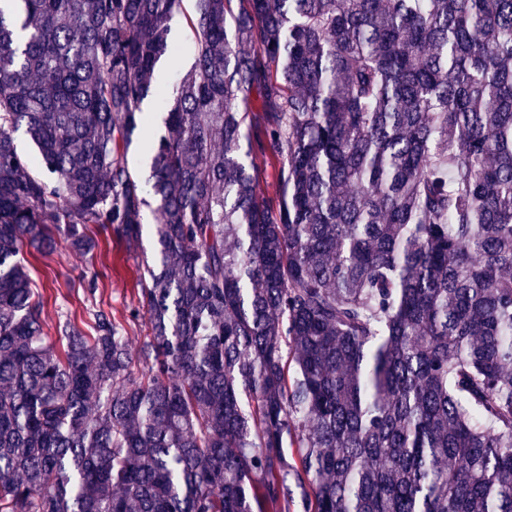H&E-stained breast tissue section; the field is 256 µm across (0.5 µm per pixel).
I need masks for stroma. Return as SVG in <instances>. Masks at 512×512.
<instances>
[{
    "instance_id": "35a3bbf8",
    "label": "stroma",
    "mask_w": 512,
    "mask_h": 512,
    "mask_svg": "<svg viewBox=\"0 0 512 512\" xmlns=\"http://www.w3.org/2000/svg\"><path fill=\"white\" fill-rule=\"evenodd\" d=\"M195 10V0H182L178 15L172 21V34L181 49L178 59L164 66L165 86H173L194 62V33L185 17ZM95 246L86 256H75L66 246H58L48 255H25L24 265L32 287L43 303L44 330L56 336L58 326L70 322L83 332H90L95 311L111 313L131 346H139L147 334L146 314L142 307L139 284L143 258L154 250V217L144 216L141 243L126 244L111 236L99 224L89 227ZM96 279L97 291L88 294L85 284Z\"/></svg>"
}]
</instances>
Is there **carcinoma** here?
Listing matches in <instances>:
<instances>
[{"mask_svg": "<svg viewBox=\"0 0 512 512\" xmlns=\"http://www.w3.org/2000/svg\"><path fill=\"white\" fill-rule=\"evenodd\" d=\"M196 2L143 181L179 0H0V512H512V0ZM147 208L137 352L56 345L24 248ZM159 124L160 123H157L154 119L153 124L147 130L141 133L138 137L134 138L127 152V161L130 169L142 180L146 179L145 177L148 175L150 162V160L146 164H141L139 162V158L143 154H146L142 149V142L145 137L151 136L153 134V132L158 128ZM254 162L260 170L259 192L264 197L275 198L280 192L277 170L279 159L268 146L261 151L255 148Z\"/></svg>", "mask_w": 512, "mask_h": 512, "instance_id": "carcinoma-1", "label": "carcinoma"}]
</instances>
